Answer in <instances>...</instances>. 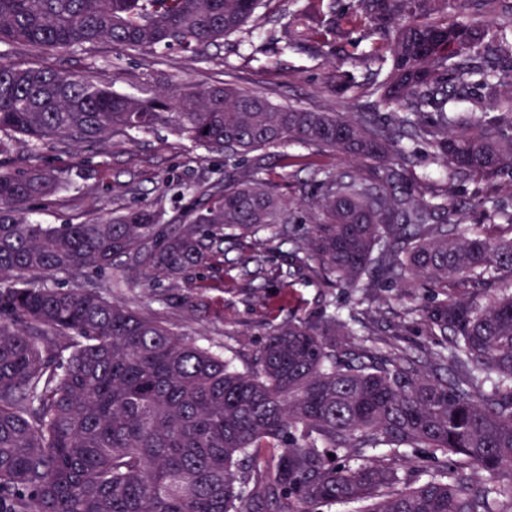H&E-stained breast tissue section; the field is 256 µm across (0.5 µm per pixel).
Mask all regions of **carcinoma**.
Instances as JSON below:
<instances>
[{"label":"carcinoma","mask_w":512,"mask_h":512,"mask_svg":"<svg viewBox=\"0 0 512 512\" xmlns=\"http://www.w3.org/2000/svg\"><path fill=\"white\" fill-rule=\"evenodd\" d=\"M262 2L0 0V45L176 47L195 61ZM292 2L267 43L316 54L358 26L380 37L360 57L378 64L358 86L372 111L276 104L231 82L135 97L0 60V155L17 137L78 150L164 127L224 157L177 217L141 207L82 224L26 218L64 170L0 163V512H512V0H456L473 9L461 21L448 0ZM292 143L371 167L316 172L302 237L265 155L286 168ZM418 144L444 172L426 194ZM469 182L493 189L469 201L479 224L464 223ZM281 239L286 272L268 268ZM247 240L250 297L317 268L357 306L272 324L237 365L96 288L50 283L110 271V288L131 279L201 314L192 283ZM386 288L429 296L397 309ZM415 321L430 343L405 341Z\"/></svg>","instance_id":"obj_1"}]
</instances>
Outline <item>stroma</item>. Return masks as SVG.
<instances>
[{
  "instance_id": "1",
  "label": "stroma",
  "mask_w": 512,
  "mask_h": 512,
  "mask_svg": "<svg viewBox=\"0 0 512 512\" xmlns=\"http://www.w3.org/2000/svg\"><path fill=\"white\" fill-rule=\"evenodd\" d=\"M361 51V45L350 38L337 42L333 51L320 56L274 45L256 53L247 34L239 33L210 46L205 56L192 64L173 49L161 48L142 55L114 50L108 43L84 54L5 46L0 48V60L82 70L131 95L184 80L198 87L230 80L278 104L353 112L371 103L370 98L346 88L349 80L362 78L364 69L357 62ZM290 152L298 157L296 166L273 167L270 177L295 203L314 190L315 168L333 163L344 170L349 167L348 162L338 163L324 154L312 155L298 146L291 147ZM82 155L78 161L69 150L14 140L13 150L5 159L7 166L25 169L51 164L68 170L66 187L49 201L32 203L31 217L44 224H80L104 211L157 204L173 216L190 202L194 186L202 177H215L224 171L223 158L193 147L165 128L136 135L132 140L115 139L103 148H86ZM212 275L223 278L224 288L211 291L210 309L198 316L152 301L137 289H122L120 296L141 313L168 322L197 344L244 361L258 348L269 324L317 312L326 291L322 282L315 281L286 294L271 288V300L266 304L249 302L244 295L246 281L224 276L222 269L213 270Z\"/></svg>"
}]
</instances>
